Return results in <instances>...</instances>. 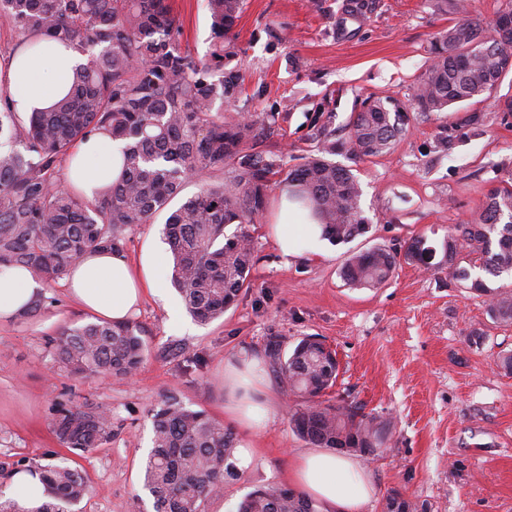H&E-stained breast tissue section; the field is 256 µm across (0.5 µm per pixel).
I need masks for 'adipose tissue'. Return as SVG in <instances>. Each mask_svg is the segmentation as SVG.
<instances>
[{"mask_svg":"<svg viewBox=\"0 0 512 512\" xmlns=\"http://www.w3.org/2000/svg\"><path fill=\"white\" fill-rule=\"evenodd\" d=\"M80 55L70 47L41 37L31 38L0 63V94L10 96L21 118L49 109L70 87L73 66ZM123 141L96 135L79 143L67 161L68 181L92 192L100 183L116 180L120 173ZM276 244L286 257L325 255L327 241L307 210L283 204L272 228ZM166 261L162 247L152 246L140 266L127 257L97 250L84 255L70 269L67 287L89 311L110 321L127 320L144 290L161 292L159 273ZM38 284L22 267L0 271V320L11 319L27 308ZM226 412L246 431L266 429L270 405L265 393L261 362L245 356L225 365ZM289 482L315 500L322 512H363L375 488L365 468L356 460L330 451L310 449L296 455ZM9 497L18 512H40L49 496L38 470L18 469L8 476Z\"/></svg>","mask_w":512,"mask_h":512,"instance_id":"ef3b65f1","label":"adipose tissue"}]
</instances>
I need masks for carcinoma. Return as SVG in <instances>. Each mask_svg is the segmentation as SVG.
<instances>
[{"mask_svg": "<svg viewBox=\"0 0 512 512\" xmlns=\"http://www.w3.org/2000/svg\"><path fill=\"white\" fill-rule=\"evenodd\" d=\"M245 0H206L211 42L204 57L182 49L179 18L170 0H0V19L22 39L46 37L71 45L86 63L73 70L71 93L49 112L22 120L0 102V270L27 269L49 290L87 252L123 253L134 224H149L184 185L205 172L224 182L205 184L171 210L165 238L171 278L185 308L202 325L224 315L250 284L255 262L247 225L256 223L269 194L280 189L288 201L308 209L324 236L347 243L366 233L358 178L336 164L337 144L325 124L314 126L315 149L291 169L283 155L259 148L255 120H224L215 110L240 92L239 49L228 33ZM495 38L483 35L470 16L437 32L432 58L418 76L411 107L445 112L451 106L491 95L493 80L512 57V9L494 22ZM410 116L388 99L367 97L347 125L352 153L377 156L400 138ZM95 135L126 142L121 179L89 199L70 190L63 163L75 146ZM237 225L228 235L225 228ZM467 251L469 266L457 262ZM450 276L484 290L471 275L478 268L512 275V185L490 191L479 211L454 226L444 241ZM433 250L420 239L408 243L406 261L429 264ZM399 265L384 245L355 251L340 277L351 288H378ZM39 293L19 320L37 316ZM487 313L512 325V290L492 294ZM146 330L132 321H89L67 326L48 340L55 363L81 378H128L147 356ZM268 357L280 383L306 405L291 416L293 431L318 448L340 443L369 454L392 434L391 422L368 415L356 404H327L336 382V363L312 336L282 358L274 338ZM51 427L59 443L88 453L112 442V417L102 405L60 404ZM152 449L143 464L142 485L154 512H203L205 499L238 476L234 430L203 409L168 396L152 413ZM53 502L40 512H73L88 493L81 472L64 463L40 467ZM236 512H320L313 501L280 485L245 496Z\"/></svg>", "mask_w": 512, "mask_h": 512, "instance_id": "cac0c4a2", "label": "carcinoma"}]
</instances>
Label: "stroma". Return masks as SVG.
Wrapping results in <instances>:
<instances>
[{"mask_svg":"<svg viewBox=\"0 0 512 512\" xmlns=\"http://www.w3.org/2000/svg\"><path fill=\"white\" fill-rule=\"evenodd\" d=\"M347 0H246L230 36L240 48L243 89L225 119L243 113H279L262 147L298 164L314 146L309 134L325 116L345 140L352 112L368 96L410 106L415 80L431 60L433 35L456 24V10L435 0H364L356 16ZM181 22L180 42L204 55L211 31L204 0H171ZM512 99V73L491 99L462 103L452 112L412 113L395 147L374 157L336 155L363 188L368 232L329 244L325 256L283 257L272 226L280 205L271 193L259 224L251 226L255 264L249 288L209 324L182 314L173 287L164 297L145 294L135 322L147 331L149 353L130 378L80 379L58 370L46 347L61 328L94 318L64 285L52 306L27 320L0 321V484L7 471L68 458L84 474L89 494L78 512H153L141 465L151 447L152 409L166 393L184 405L224 419V366L247 351L265 359L279 337L283 353L315 336L336 353L339 372L326 397L358 403L387 419L392 435L376 455L362 457L376 493L365 512H383L390 490L425 512H512V374L498 355L512 350V325L487 313L491 292L512 289V277H484L485 291L460 286L441 253L450 229L469 219L493 188L512 184V115L497 103ZM484 116L468 125L471 111ZM451 145L439 152L436 143ZM420 237L434 249L431 267L400 263L378 288H351L339 269L349 252L374 245L404 251ZM273 394L268 427L254 435L251 468L208 498L204 512H236L253 490L287 485L293 456L308 441L291 429L301 398L266 372ZM90 401L111 409L110 445L68 454L50 427L56 402Z\"/></svg>","mask_w":512,"mask_h":512,"instance_id":"obj_1","label":"stroma"}]
</instances>
